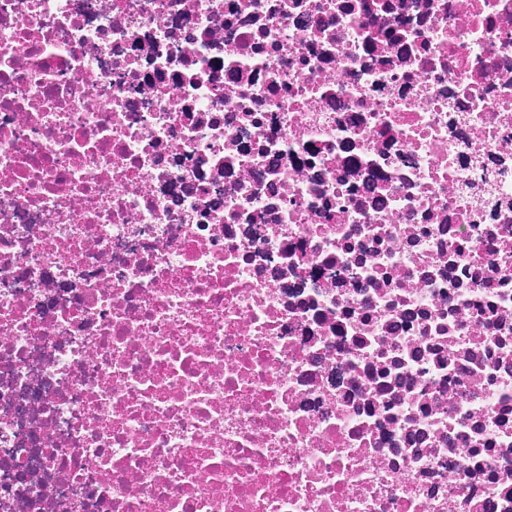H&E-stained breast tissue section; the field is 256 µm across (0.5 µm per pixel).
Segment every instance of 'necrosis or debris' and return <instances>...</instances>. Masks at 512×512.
Listing matches in <instances>:
<instances>
[{
    "instance_id": "necrosis-or-debris-1",
    "label": "necrosis or debris",
    "mask_w": 512,
    "mask_h": 512,
    "mask_svg": "<svg viewBox=\"0 0 512 512\" xmlns=\"http://www.w3.org/2000/svg\"><path fill=\"white\" fill-rule=\"evenodd\" d=\"M0 512H512V0H0Z\"/></svg>"
}]
</instances>
